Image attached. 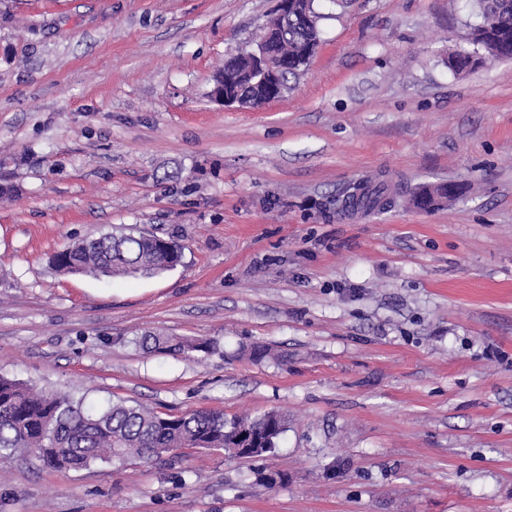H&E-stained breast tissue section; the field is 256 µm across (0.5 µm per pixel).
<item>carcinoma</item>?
<instances>
[{
  "label": "carcinoma",
  "instance_id": "carcinoma-1",
  "mask_svg": "<svg viewBox=\"0 0 512 512\" xmlns=\"http://www.w3.org/2000/svg\"><path fill=\"white\" fill-rule=\"evenodd\" d=\"M481 22L470 32V41L493 59H512V0H477ZM321 15L313 14L308 26L288 23V59H279V76L266 98H278L290 89L308 66L298 52L320 40ZM458 187L439 184L410 194L413 206L432 210L457 196ZM395 203L387 186L364 180L350 185L336 197L333 207L340 215L355 209L386 210ZM182 247L168 239L160 241L140 232L118 231L100 237H85L51 258L56 270L98 278H137L169 268ZM147 351L166 349L175 353L195 350L201 344L161 333L141 337ZM287 429L286 418L275 411L230 420L216 410L200 409L179 416L159 413L140 404L117 402L98 408L65 394L38 391L15 379L0 376V467L17 458L32 457L56 470H78L96 461L144 463L182 448H221L234 457L247 436L270 438L265 456L274 454Z\"/></svg>",
  "mask_w": 512,
  "mask_h": 512
}]
</instances>
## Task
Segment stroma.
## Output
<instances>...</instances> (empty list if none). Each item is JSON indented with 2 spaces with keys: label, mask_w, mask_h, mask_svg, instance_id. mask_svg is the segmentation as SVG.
Listing matches in <instances>:
<instances>
[{
  "label": "stroma",
  "mask_w": 512,
  "mask_h": 512,
  "mask_svg": "<svg viewBox=\"0 0 512 512\" xmlns=\"http://www.w3.org/2000/svg\"><path fill=\"white\" fill-rule=\"evenodd\" d=\"M276 5L0 0V375L288 420L261 463L18 459L0 512H512V59L470 47L475 0H316L291 89L215 101ZM382 176L463 190L431 212L330 210ZM119 227L178 242L181 264L52 268ZM148 331L205 348L147 353ZM260 466L287 483L258 484Z\"/></svg>",
  "instance_id": "obj_1"
}]
</instances>
